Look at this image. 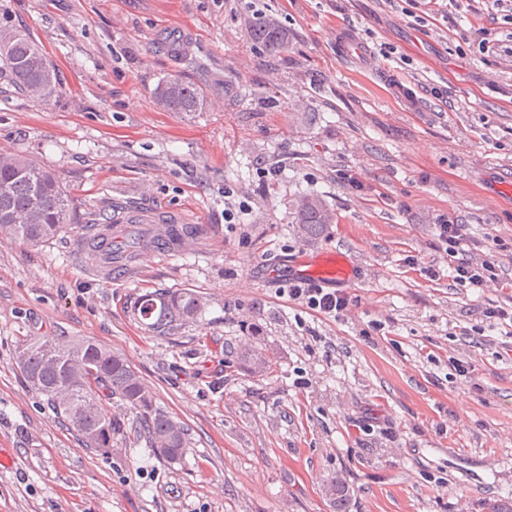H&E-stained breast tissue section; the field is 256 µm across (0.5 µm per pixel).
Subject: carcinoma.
Returning a JSON list of instances; mask_svg holds the SVG:
<instances>
[{
	"label": "carcinoma",
	"instance_id": "obj_1",
	"mask_svg": "<svg viewBox=\"0 0 512 512\" xmlns=\"http://www.w3.org/2000/svg\"><path fill=\"white\" fill-rule=\"evenodd\" d=\"M251 34L266 52L288 47V29L275 20L257 18ZM0 67L8 70L13 87L25 97L44 100L58 93V73L40 45L6 23L0 25ZM155 102L172 112H200L205 106L203 91L178 79L159 84ZM5 211L17 215L20 223L1 224L0 237L31 246L53 241L74 224L72 199L60 178L35 159L19 154H0V214ZM333 220V213L318 197L305 196L294 206L293 223L303 237L320 234ZM202 232L199 224L166 223L151 238L135 234L114 248L112 225L106 224L86 239V247L91 257L112 267L122 262L125 252L164 239L174 244ZM205 305L203 296L187 289L148 293L138 300L132 315L161 335L196 323ZM16 363L29 390L44 398L86 446L92 430H99L103 445L124 431V421L107 409L114 398L135 413L137 433L158 460L180 463L192 445L189 428L155 406L151 390L127 359L100 343L90 339L60 343L50 336H34L17 348Z\"/></svg>",
	"mask_w": 512,
	"mask_h": 512
}]
</instances>
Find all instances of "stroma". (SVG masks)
Masks as SVG:
<instances>
[{
    "label": "stroma",
    "mask_w": 512,
    "mask_h": 512,
    "mask_svg": "<svg viewBox=\"0 0 512 512\" xmlns=\"http://www.w3.org/2000/svg\"><path fill=\"white\" fill-rule=\"evenodd\" d=\"M288 28L260 51L255 14ZM42 45L59 93L0 72V151L54 170L75 208L62 239L0 240V512H484L512 500V18L496 0H0ZM492 34L479 50L477 29ZM199 86L167 112L157 84ZM268 170L260 178V170ZM356 172L359 186L344 175ZM336 215L310 240L291 204ZM233 210V223L224 220ZM138 211L204 228L198 251L141 249L105 280L88 219ZM446 214L493 246L497 287L465 288L431 225ZM331 249L354 279L350 319L283 289ZM436 277H429V270ZM188 289L198 322L158 335L140 296ZM95 340L125 356L193 446L166 465L133 433L100 455L28 391L27 337ZM272 361L251 373L235 350ZM471 367V382L454 362ZM156 104L172 112H200L205 106L203 91L195 84L170 79L158 85Z\"/></svg>",
    "instance_id": "stroma-1"
}]
</instances>
